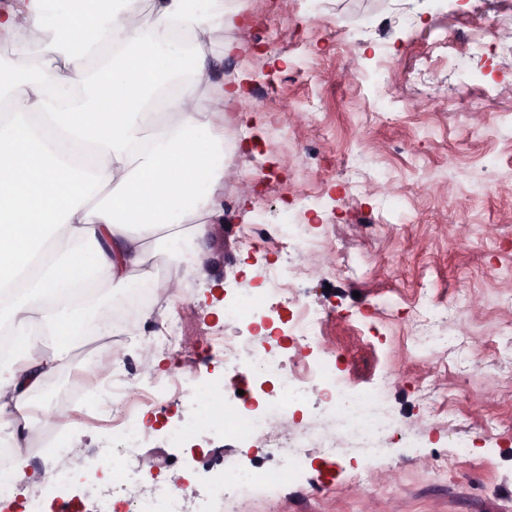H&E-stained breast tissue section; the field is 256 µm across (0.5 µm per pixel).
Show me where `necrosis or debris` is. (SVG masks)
<instances>
[{
    "label": "necrosis or debris",
    "mask_w": 512,
    "mask_h": 512,
    "mask_svg": "<svg viewBox=\"0 0 512 512\" xmlns=\"http://www.w3.org/2000/svg\"><path fill=\"white\" fill-rule=\"evenodd\" d=\"M268 242L287 253L313 246L300 225H251L249 245L254 247ZM269 280L276 293L292 306L290 336L305 349L322 344L326 324L323 313L299 302L296 281H281L275 273L270 274ZM209 348L223 358L225 371L236 372L245 367L257 377L276 379L279 398L250 397L231 402L227 400L225 386L219 378L198 379L188 388L175 380L165 391L151 384L114 389L109 406L113 445L103 449L102 454L110 459L121 458V465L101 470L94 483L87 482L77 472L58 470L48 488L30 493L26 490L25 476L11 462L10 450L0 448V500L13 504L15 512H56L59 501L70 502L80 497L91 500L93 512H233L235 499L250 494L254 483L246 479L239 466L221 461L213 464L205 492L193 502H186L181 494L167 490L162 484L155 485L149 493L140 492L139 447L151 434L152 416L168 392L180 396L188 391L193 396L190 413L181 416L179 425L169 431L175 442L190 444L200 428L220 422L225 432L241 429L262 437L269 447H291L286 471H275L267 477L273 484L299 477L302 461L299 440L305 437L306 431L298 429V440L292 444L277 432L276 425L289 409L302 406L311 391H320L322 413L328 422L342 428L361 447L377 448L388 435L399 429L398 423L383 408L382 390L353 392L348 378L338 373L336 355L332 351H324L316 359L301 361L299 369L291 370L281 354L265 341L237 345L217 336Z\"/></svg>",
    "instance_id": "obj_1"
}]
</instances>
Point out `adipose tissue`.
Listing matches in <instances>:
<instances>
[{
  "label": "adipose tissue",
  "mask_w": 512,
  "mask_h": 512,
  "mask_svg": "<svg viewBox=\"0 0 512 512\" xmlns=\"http://www.w3.org/2000/svg\"><path fill=\"white\" fill-rule=\"evenodd\" d=\"M152 12L27 0L0 17L18 48L0 63V432L18 469L64 348L130 331L95 317L99 290L166 296L151 254L199 252L218 205L241 93L215 88L205 45L235 15L228 0H152Z\"/></svg>",
  "instance_id": "1"
}]
</instances>
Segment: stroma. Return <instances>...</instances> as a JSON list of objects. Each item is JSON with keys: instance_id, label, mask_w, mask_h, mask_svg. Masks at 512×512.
<instances>
[{"instance_id": "obj_1", "label": "stroma", "mask_w": 512, "mask_h": 512, "mask_svg": "<svg viewBox=\"0 0 512 512\" xmlns=\"http://www.w3.org/2000/svg\"><path fill=\"white\" fill-rule=\"evenodd\" d=\"M239 20L207 46L223 56L218 73L241 83L250 112L234 131L236 171L207 226L204 252L183 280L186 353L153 347L152 337L114 349L166 379L207 376L210 336L245 330L224 304L250 293L269 269L298 271L300 300L328 315L326 340L341 374L356 387L383 384L385 409L402 427L384 455L340 442L323 460L313 439L328 423L298 411L289 431L307 426L299 481L257 484L236 512H512V139L499 129L512 111V57L491 51L512 39V0H236ZM447 33L449 45L436 43ZM391 61L398 118L372 117L374 87L355 81L381 57ZM300 115L294 137L281 120ZM303 224L320 248L287 255L249 249L244 227ZM426 327L456 337L452 348L419 351ZM94 342L76 344L59 373L66 384L95 376L99 402L112 397V372L94 371ZM176 403L157 416L140 453L154 463L145 485L177 484L187 500L205 487L209 461H259L254 436L205 431L194 449L167 437ZM82 454L45 444L28 454L29 472L78 470L112 434L75 425ZM469 441L474 459L458 460Z\"/></svg>"}]
</instances>
